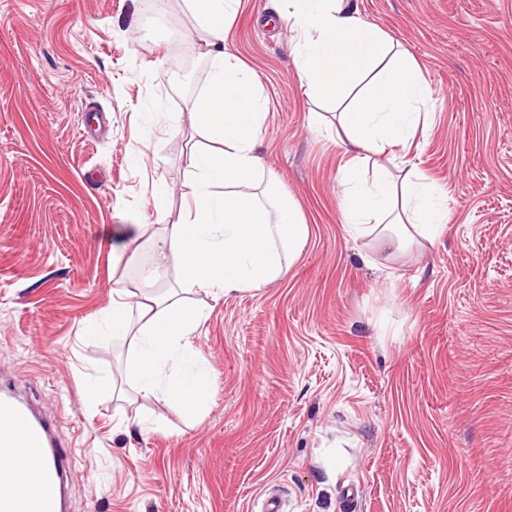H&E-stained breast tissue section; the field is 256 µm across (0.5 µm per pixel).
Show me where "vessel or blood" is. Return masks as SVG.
<instances>
[{
    "label": "vessel or blood",
    "mask_w": 512,
    "mask_h": 512,
    "mask_svg": "<svg viewBox=\"0 0 512 512\" xmlns=\"http://www.w3.org/2000/svg\"><path fill=\"white\" fill-rule=\"evenodd\" d=\"M18 448L35 461L30 472L13 466ZM69 463L43 414L0 385V512H64Z\"/></svg>",
    "instance_id": "b4317fda"
}]
</instances>
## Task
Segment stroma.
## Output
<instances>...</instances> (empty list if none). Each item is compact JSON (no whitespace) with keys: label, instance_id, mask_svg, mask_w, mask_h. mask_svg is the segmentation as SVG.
Listing matches in <instances>:
<instances>
[{"label":"stroma","instance_id":"35a3bbf8","mask_svg":"<svg viewBox=\"0 0 512 512\" xmlns=\"http://www.w3.org/2000/svg\"><path fill=\"white\" fill-rule=\"evenodd\" d=\"M352 2L420 63L426 129L395 158L448 222L393 257L352 237L334 108L295 75L285 4L240 0L225 44L266 98L263 176L311 237L276 282L186 293L215 378L187 415L139 393L111 302L182 219L190 136L169 117L211 62L178 83L149 0H0V375L70 451L68 512H512V0Z\"/></svg>","mask_w":512,"mask_h":512}]
</instances>
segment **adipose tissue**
I'll return each mask as SVG.
<instances>
[{
	"label": "adipose tissue",
	"instance_id": "obj_1",
	"mask_svg": "<svg viewBox=\"0 0 512 512\" xmlns=\"http://www.w3.org/2000/svg\"><path fill=\"white\" fill-rule=\"evenodd\" d=\"M238 2L185 0L203 34L197 50L211 58L212 68L188 118L172 116L170 126H189L207 144L190 153L183 220L165 227L141 282L115 289L112 299L114 333L131 336L138 347L140 392L177 397L194 414L212 394L211 374L189 367L163 386L159 369L175 355L194 362L190 338L208 313L178 294H152L146 284L158 281L174 260L181 283L216 297L260 288L287 272L310 237L293 203L262 177L260 84L224 44ZM281 18L293 34V62L308 97L343 106L336 138L348 157L340 180L345 223L354 235L377 236L400 251L433 243L448 221L446 198L413 171L369 161L408 147L426 125L428 89L418 61L370 27L350 0H287Z\"/></svg>",
	"mask_w": 512,
	"mask_h": 512
}]
</instances>
